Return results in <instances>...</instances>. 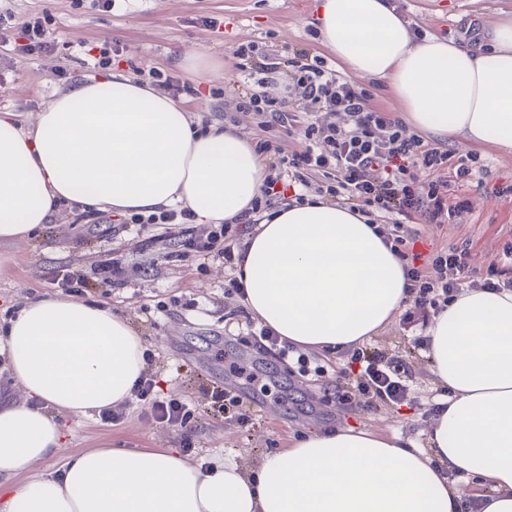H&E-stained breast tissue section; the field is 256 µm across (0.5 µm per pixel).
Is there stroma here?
Returning <instances> with one entry per match:
<instances>
[{"label": "stroma", "mask_w": 512, "mask_h": 512, "mask_svg": "<svg viewBox=\"0 0 512 512\" xmlns=\"http://www.w3.org/2000/svg\"><path fill=\"white\" fill-rule=\"evenodd\" d=\"M416 35L458 40L469 27H487L512 14V0H391ZM315 0H118L109 12L92 8L90 0H0L15 15L9 44H0V112L15 113L32 125L36 112L71 84L101 77L92 56L104 44L124 48L116 70L130 77L156 69L188 82L190 92L179 102L195 120L232 128L252 140L263 139L250 113L239 111L241 93L238 59L240 44L254 43L259 54L287 56L304 46L327 56L312 25ZM50 10L56 51L21 56L13 49L20 28L31 17ZM194 50L203 63L190 67L180 50ZM67 77H59V68ZM222 96H212V89ZM446 149L459 155L479 154L490 173L460 187L471 210L460 223L409 225L420 236L419 247L429 254L451 245L469 244L480 263L500 262L503 245L512 239V198L495 195V185L512 183V153L492 143L469 144L448 140ZM88 219L76 208L61 207L50 224L32 238L0 243V322L26 302L55 292L57 270L67 268L83 277L78 299L100 301L126 315L149 351L147 371L156 383L157 397L181 399L197 413L191 459L220 454L251 463L262 455L290 447L298 438L329 427L351 426L383 436L398 435L415 447L426 448L429 412L440 396L426 353H413L400 321L371 337L375 351L400 353L411 365L413 393L398 404H377L364 411L337 404L336 374L351 364L347 351L310 353L320 376H300L273 352L257 353L228 339L236 323L231 316L241 300L224 292L229 272L220 257L199 265L196 258L159 263L156 270L140 266L138 240L123 229L91 234ZM121 262L120 283L106 286L110 272L105 262ZM263 363L267 375L244 384L242 370ZM244 392L251 400V422L240 425L241 410H224L214 391ZM70 436L65 448L44 461L48 470H61L67 458L104 443L131 451L143 448L182 449L178 428L156 421L146 404L135 400L119 421L100 414L69 416Z\"/></svg>", "instance_id": "stroma-1"}]
</instances>
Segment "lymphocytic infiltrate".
Returning <instances> with one entry per match:
<instances>
[{
    "instance_id": "obj_1",
    "label": "lymphocytic infiltrate",
    "mask_w": 512,
    "mask_h": 512,
    "mask_svg": "<svg viewBox=\"0 0 512 512\" xmlns=\"http://www.w3.org/2000/svg\"><path fill=\"white\" fill-rule=\"evenodd\" d=\"M287 70L292 89H302L303 101L291 106L290 91L279 88L278 74ZM261 78L244 72V79H256V89L239 101L241 110L253 113L261 130L300 134L302 148L285 150L276 139L260 141L258 150L269 165L267 184L252 203L250 214L211 225L197 233L190 210H163L150 215L133 214L124 228L139 237V253L148 266L158 263L154 255L156 238L149 226L167 224L182 256L222 255L227 268H236L244 258L241 241L259 217L278 204L275 186L290 179L297 190L296 202H303L308 189L330 198L350 211L366 216L405 271L409 306L402 315L405 330L427 324L444 310L460 288L492 291L512 290V243L503 253L506 264L478 266L470 248L455 245L421 259L415 240L406 235V224L457 223L469 212L470 201L458 194L459 184L486 175L478 155L458 157L449 150L408 132L397 113L370 108L368 91L356 89L348 76L328 67L307 50L294 51L284 63L261 62ZM357 374L340 371L336 377V399L340 404L372 407L376 402L397 403L410 393L411 368L399 355L386 357L354 354ZM148 401L152 415L191 435L195 411L183 401L161 399L154 394L151 378H143L137 391Z\"/></svg>"
}]
</instances>
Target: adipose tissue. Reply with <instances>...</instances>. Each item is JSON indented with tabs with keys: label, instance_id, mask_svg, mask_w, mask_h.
I'll return each mask as SVG.
<instances>
[{
	"label": "adipose tissue",
	"instance_id": "obj_1",
	"mask_svg": "<svg viewBox=\"0 0 512 512\" xmlns=\"http://www.w3.org/2000/svg\"><path fill=\"white\" fill-rule=\"evenodd\" d=\"M314 18L323 45L352 75L384 82L414 130L512 149V15L486 30L485 48L416 37L390 0H318ZM266 175L245 135L200 130L170 96L115 71L57 93L32 126L0 113V242L67 204L187 208L216 224L244 214ZM245 252L236 276L247 309L302 349H349L405 307L401 261L364 218L320 196L277 208ZM427 334L435 382L449 391L427 429L430 453L338 427L253 467L106 444L55 473L36 465L65 445L57 414L132 400L145 346L108 306L42 296L0 340L24 394L0 404V512H512V293L463 289ZM452 473L493 491L469 503Z\"/></svg>",
	"mask_w": 512,
	"mask_h": 512
}]
</instances>
